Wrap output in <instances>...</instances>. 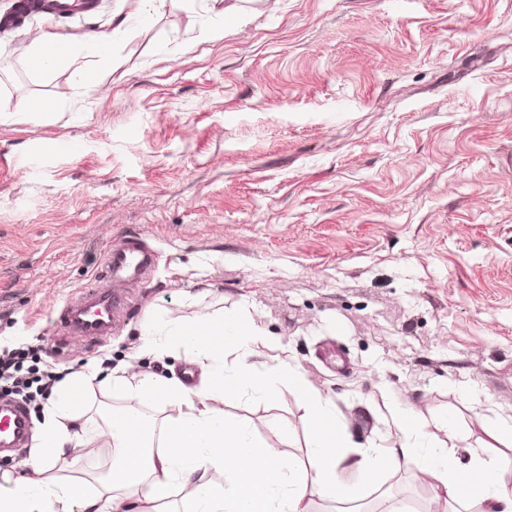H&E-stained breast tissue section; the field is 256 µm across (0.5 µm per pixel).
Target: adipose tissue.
Wrapping results in <instances>:
<instances>
[{"label":"adipose tissue","mask_w":512,"mask_h":512,"mask_svg":"<svg viewBox=\"0 0 512 512\" xmlns=\"http://www.w3.org/2000/svg\"><path fill=\"white\" fill-rule=\"evenodd\" d=\"M268 342L262 322L235 313L148 320L140 354L183 351L201 369L198 384L141 375L130 363L102 377L91 367L72 373L43 411L39 444L27 460L31 476L0 483V512H309L311 498L351 503L356 486L380 485L381 458L433 479L436 501L456 502L464 512H512V492L492 480L511 459L477 454L461 466L447 449L422 447L423 428L403 409L393 412L397 446L351 451L333 404L297 369L253 361L255 347ZM96 384L132 395L137 404L110 410L103 426L90 431L84 416ZM283 387L306 406L310 446L303 458L222 408L246 395L272 398ZM158 406L165 412L160 420L152 414ZM73 444L112 448L108 472L88 479L55 474L58 457Z\"/></svg>","instance_id":"obj_1"}]
</instances>
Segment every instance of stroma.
I'll return each instance as SVG.
<instances>
[{"mask_svg": "<svg viewBox=\"0 0 512 512\" xmlns=\"http://www.w3.org/2000/svg\"><path fill=\"white\" fill-rule=\"evenodd\" d=\"M138 9L94 56L86 34ZM41 30L73 41L68 63L33 64ZM0 57L1 349L34 347L31 367L62 373L133 358L191 385L183 353L135 357L147 316L245 311L278 342L256 361L287 353L353 447L392 445L400 404L461 463L512 458L483 425L512 417V0H97L0 27ZM89 65L101 91L76 83ZM32 99L55 109L17 111ZM129 241L155 262L120 284L111 336L59 332ZM224 410L261 433L284 421L285 450L305 455L288 390ZM111 455L72 446L55 472L83 478ZM433 500L429 479L393 469L356 503Z\"/></svg>", "mask_w": 512, "mask_h": 512, "instance_id": "obj_1", "label": "stroma"}]
</instances>
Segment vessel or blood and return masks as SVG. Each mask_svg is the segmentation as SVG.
I'll return each instance as SVG.
<instances>
[{
	"label": "vessel or blood",
	"instance_id": "vessel-or-blood-1",
	"mask_svg": "<svg viewBox=\"0 0 512 512\" xmlns=\"http://www.w3.org/2000/svg\"><path fill=\"white\" fill-rule=\"evenodd\" d=\"M94 8V0H17L14 12L0 17V23L12 25L32 13L60 16L74 11L88 13ZM152 263V254L134 245L111 250L105 264L113 281L112 287L88 291L85 304L71 307L65 314L63 329L93 340L110 335L112 317L122 305V298L116 289L117 283L127 274L149 267ZM31 430L32 424L22 406L0 400L1 448L24 446Z\"/></svg>",
	"mask_w": 512,
	"mask_h": 512
}]
</instances>
